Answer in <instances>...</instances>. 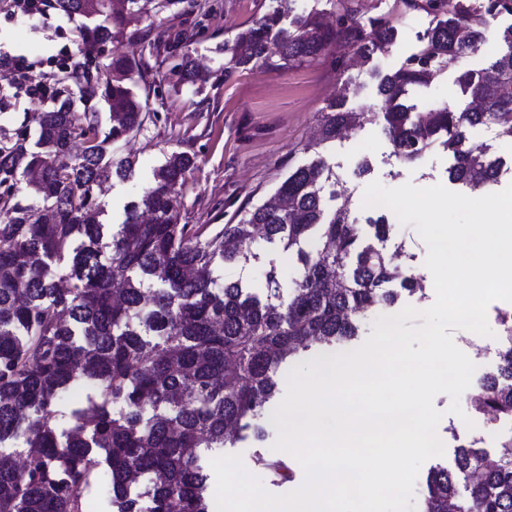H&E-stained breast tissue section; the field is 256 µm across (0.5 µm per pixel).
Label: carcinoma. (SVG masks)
Here are the masks:
<instances>
[{"instance_id":"1","label":"carcinoma","mask_w":512,"mask_h":512,"mask_svg":"<svg viewBox=\"0 0 512 512\" xmlns=\"http://www.w3.org/2000/svg\"><path fill=\"white\" fill-rule=\"evenodd\" d=\"M194 0H50V7L81 17L78 51L94 68L70 79L93 85L91 97L70 96L56 85L58 105L35 125L0 129V444L23 439V461L0 454V512H83L84 492L102 465L110 474L115 512H139L128 491L150 478V512H212L210 476L198 464L202 448L245 439L251 420L279 391L281 366L312 347L350 340L358 316L392 308L400 293L387 284L401 276L404 252L362 241L349 221L350 199L336 191V175L316 151L374 112L346 107L340 93L320 113L319 139L305 151L274 193L238 224L211 232L180 223L177 195L193 157L173 152L153 183L124 205L119 223L107 219L105 184L135 174L130 157L112 145L143 129L150 112L136 88L151 67L124 57L130 24L164 12H187ZM404 12H423L428 27L417 51L378 76L382 117L395 156L420 161L435 148L453 157L448 181L487 189L512 169L471 138L494 126L512 139V24L494 32L497 54L481 69L457 72L464 97L481 106L417 111L409 91L427 84L487 40L488 25L512 17V0H394ZM287 0L224 44V75L293 67L323 54L340 63L349 54L382 53L397 29L387 15L361 21L357 0H336L346 22L323 24L319 13L285 15ZM288 23H283V19ZM182 80H201L182 54ZM341 200L329 210L326 199ZM374 238L391 230L386 214L369 213ZM318 238L321 246L306 249ZM294 252L299 276L284 294L276 267L265 274L266 296L245 293L242 280L218 281L221 265L258 258L256 239ZM161 287L156 288L154 284ZM500 364L470 393L473 410L498 433L494 461L471 439L454 449L453 466L432 468L422 512H512V311L499 315ZM96 386L91 411H73L66 434L56 430L59 396L79 382ZM123 409L112 412L111 405ZM253 429V428H251ZM254 437L260 430L253 429ZM256 462L287 481L286 458Z\"/></svg>"}]
</instances>
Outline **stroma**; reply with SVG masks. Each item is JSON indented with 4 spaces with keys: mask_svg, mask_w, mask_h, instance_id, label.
Segmentation results:
<instances>
[{
    "mask_svg": "<svg viewBox=\"0 0 512 512\" xmlns=\"http://www.w3.org/2000/svg\"><path fill=\"white\" fill-rule=\"evenodd\" d=\"M200 11L175 16L163 13L151 19V38L168 42L183 40L189 46L201 72L208 74L204 83L189 84L179 79L180 56L162 53L150 55L146 42L128 39L122 50L132 58L148 57L152 67L150 84L145 94L150 117L143 130L121 142L119 154L135 159V176L126 182H114L107 199L113 219H120L124 205L139 197L153 182V172L162 165L167 154L178 151L193 156L194 166L179 194L181 221L185 224L215 226L239 223L287 176L290 168L307 163L309 154L303 148L317 128L320 113L336 97L341 88H349L347 108L356 112L380 111L375 72L397 69L415 52L418 38L426 29L419 12L391 13L393 0H377L375 15L391 14L397 36L385 52L374 55L360 67H343L326 56L292 67L262 71L243 70L232 76L224 74V42L233 40L243 28L250 26L274 5V0H200ZM77 20L57 10L47 17L28 18L0 12V51L46 58L63 45H75ZM411 104L419 110L454 104L464 106L455 83L454 70H446L423 87L410 91ZM321 151L352 200L350 220L361 224L365 214L361 208L364 190L372 182L394 188L405 183L429 187L448 181V168L453 159L447 152L435 149L416 163L400 162L385 131L383 119L352 130L336 141L323 145ZM368 158L371 171L358 173L361 158ZM385 250L403 248L406 253L403 277L421 276L424 296L403 294L401 306L418 310L430 307L436 298L433 277L425 265L426 243L414 226L393 224L384 241ZM257 262L241 267H225L224 278L247 281L251 293L263 295L264 273L276 267L283 288H291L297 273L295 254L281 251L264 242L254 247ZM453 339L477 366L476 376L494 372L499 364L495 338L466 330H457ZM450 398L436 396L434 406L443 416L437 435L445 445V453L430 458L428 466L453 463L457 440L480 438L489 450L499 447L497 435L490 431L484 416L474 413L468 395H461L462 415L449 413ZM255 424L265 432L263 440L238 442L234 453L243 458L245 468L257 476L264 488L284 494L304 481L301 465H294L293 477L281 481L257 465V455H271L276 429L269 413H262Z\"/></svg>",
    "mask_w": 512,
    "mask_h": 512,
    "instance_id": "35a3bbf8",
    "label": "stroma"
}]
</instances>
